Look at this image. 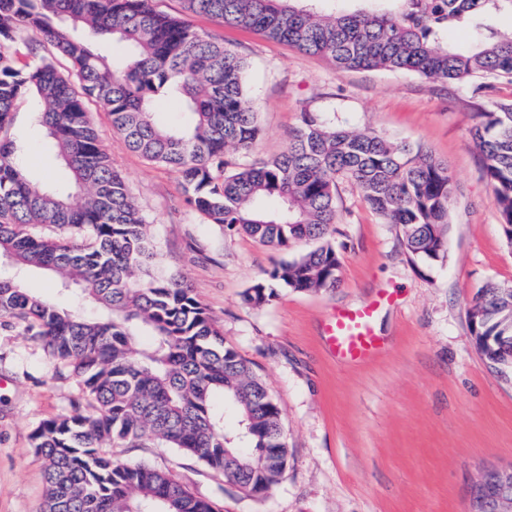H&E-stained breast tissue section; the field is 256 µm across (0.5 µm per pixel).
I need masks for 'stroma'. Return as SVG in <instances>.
Here are the masks:
<instances>
[{
	"label": "stroma",
	"instance_id": "1",
	"mask_svg": "<svg viewBox=\"0 0 512 512\" xmlns=\"http://www.w3.org/2000/svg\"><path fill=\"white\" fill-rule=\"evenodd\" d=\"M189 18L248 63L246 97L261 132L253 154L233 155V163L285 152L304 112L422 144L447 161L457 184L448 257L411 260L399 226L384 223L343 180L336 208L340 286L282 288L269 304L249 305L245 291L285 255L310 251L311 243L283 254L209 223L185 204L174 170L130 151L108 114L89 104L105 151L151 226L157 265L189 281L225 345L266 381L291 452L284 478L260 499L244 497L172 448L116 442L109 455L168 471L223 512H467L481 474L512 465V368L486 361L467 317L485 281L512 282V245L469 135L475 113L488 99H511L512 85L498 81L476 96L470 86L412 73L340 70L329 58L258 31ZM33 110L31 99H18L5 135L31 173L53 185L63 171L31 123ZM382 293L392 297L375 321L383 353L364 364L339 363L325 345L323 321ZM77 392L76 379L41 343L18 324H0V512H41L43 460L31 433L66 414Z\"/></svg>",
	"mask_w": 512,
	"mask_h": 512
}]
</instances>
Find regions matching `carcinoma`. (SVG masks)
Listing matches in <instances>:
<instances>
[{"label":"carcinoma","instance_id":"cac0c4a2","mask_svg":"<svg viewBox=\"0 0 512 512\" xmlns=\"http://www.w3.org/2000/svg\"><path fill=\"white\" fill-rule=\"evenodd\" d=\"M188 10L223 25L253 29L342 70L404 71L432 81H512V29L491 21L512 0H185ZM75 24L112 37L113 58ZM469 31L463 45L448 29ZM48 43L70 63L22 67L9 50L20 37ZM246 61L224 42L201 37L184 18L149 0H0V132L15 101L32 95L35 123L63 164L49 188L20 168L12 140L0 137V319L24 324L52 359L77 379L69 413L40 423L33 446L44 461V512H219L168 472L112 458L114 442L151 439L196 460L246 496L267 492L288 469L280 406L265 381L224 347L217 320L183 278L151 263L150 227L125 178L88 118L90 101L112 130L147 160L179 173L187 204L209 223L286 251L317 246L277 263L245 292L261 307L276 288L339 286L336 183L351 180L384 222L401 227L414 259L448 257L450 207L457 185L447 163L422 145L355 131L322 112L301 113L288 150L229 169V151L251 153L260 135L247 105ZM163 97L183 101L176 129L154 119ZM492 204L512 237V100L488 102L470 129ZM42 269L81 286L102 309L97 319L24 288L21 274ZM512 283L487 282L469 319L480 353L494 367L509 360L499 337L512 336Z\"/></svg>","mask_w":512,"mask_h":512}]
</instances>
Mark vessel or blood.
<instances>
[{"instance_id":"b4317fda","label":"vessel or blood","mask_w":512,"mask_h":512,"mask_svg":"<svg viewBox=\"0 0 512 512\" xmlns=\"http://www.w3.org/2000/svg\"><path fill=\"white\" fill-rule=\"evenodd\" d=\"M380 302L341 310L322 326V334L330 353L346 363H364L374 359L382 344L374 330Z\"/></svg>"}]
</instances>
